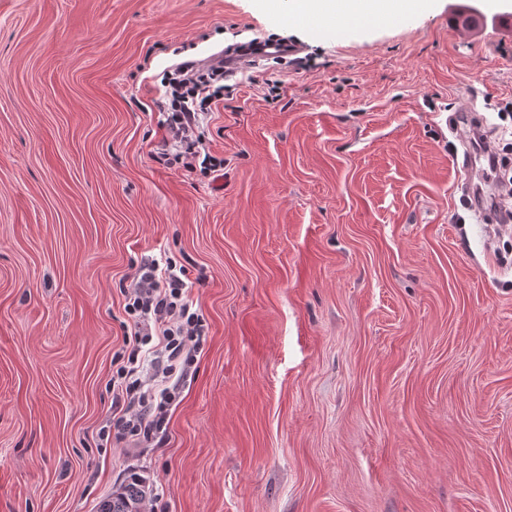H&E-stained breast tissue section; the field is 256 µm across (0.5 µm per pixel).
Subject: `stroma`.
<instances>
[{
    "instance_id": "1",
    "label": "stroma",
    "mask_w": 512,
    "mask_h": 512,
    "mask_svg": "<svg viewBox=\"0 0 512 512\" xmlns=\"http://www.w3.org/2000/svg\"><path fill=\"white\" fill-rule=\"evenodd\" d=\"M400 25L263 0H0V512H512V242L452 121L512 101V0ZM223 171L155 159L165 70L230 44ZM279 82L270 94L267 79ZM184 270L208 335L162 447L101 453L123 288ZM344 0H290L294 3L296 21H308L312 18H324L333 15L331 22L336 26V32L344 31L347 27L346 6ZM142 501V485L134 477L122 487L120 492L101 501L97 512H139Z\"/></svg>"
}]
</instances>
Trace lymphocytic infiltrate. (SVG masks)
<instances>
[{
    "mask_svg": "<svg viewBox=\"0 0 512 512\" xmlns=\"http://www.w3.org/2000/svg\"><path fill=\"white\" fill-rule=\"evenodd\" d=\"M176 71L180 79L167 87L161 126L165 144L174 149L173 161L190 172L205 150L201 127L220 99L213 81L224 78V62H186ZM128 281L125 311L130 324L112 357V411L98 439L101 448L121 444L140 456L166 440L180 377L201 349L204 324L172 264L143 261Z\"/></svg>",
    "mask_w": 512,
    "mask_h": 512,
    "instance_id": "obj_1",
    "label": "lymphocytic infiltrate"
}]
</instances>
